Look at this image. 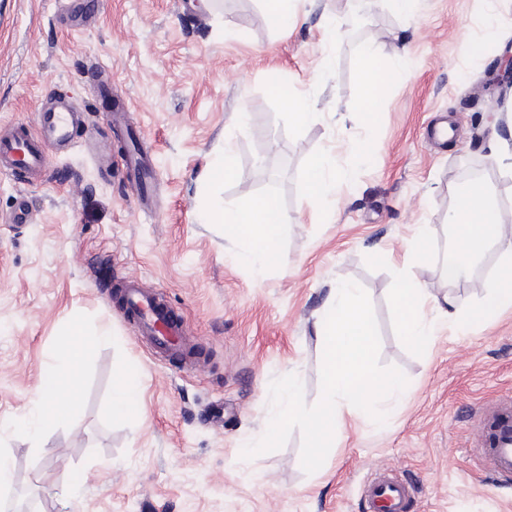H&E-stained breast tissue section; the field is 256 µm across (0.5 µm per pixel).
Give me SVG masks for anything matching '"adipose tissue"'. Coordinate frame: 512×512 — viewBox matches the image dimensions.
<instances>
[{
  "mask_svg": "<svg viewBox=\"0 0 512 512\" xmlns=\"http://www.w3.org/2000/svg\"><path fill=\"white\" fill-rule=\"evenodd\" d=\"M456 205L448 222L454 243L444 257L448 279L465 277L472 265L489 252L500 251L501 275L489 284L482 302L466 314L449 316L441 303H428L419 284L405 280L394 301L402 336L408 343L427 346L434 336V325L454 319L461 331L481 324L503 310L512 309V239H506L504 224L486 185L470 181L454 185ZM210 224L226 225L246 246V257L258 269L278 259V243L288 218L275 197L253 199L245 208L228 211L223 200H214L204 215ZM107 339L105 333L89 335L82 324H74L44 371L32 400L33 412L26 422L32 433L68 424L80 410L78 374L86 359Z\"/></svg>",
  "mask_w": 512,
  "mask_h": 512,
  "instance_id": "adipose-tissue-1",
  "label": "adipose tissue"
}]
</instances>
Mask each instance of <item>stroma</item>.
<instances>
[{
  "label": "stroma",
  "instance_id": "obj_1",
  "mask_svg": "<svg viewBox=\"0 0 512 512\" xmlns=\"http://www.w3.org/2000/svg\"><path fill=\"white\" fill-rule=\"evenodd\" d=\"M299 19L276 27L264 0H92L91 21L66 22L64 0H0V131L38 133L57 97L82 114L76 143L44 146L29 178L0 174V449L11 496L32 512H362L360 487L379 468L413 489L412 512H512V485L493 487L471 444L474 411L512 396V310L432 343L401 335L394 293L410 278L464 311L482 299L496 255L448 282L450 189L479 175L512 238V0H298ZM508 30L474 56L465 36L488 17ZM335 26L328 35L327 26ZM379 50V112L361 109L362 46ZM307 96L315 117L296 126L272 82ZM128 113L130 125L112 122ZM136 137L154 175L141 198L126 176ZM232 148L235 174L207 186ZM330 155L348 177L331 211L309 204L311 158ZM276 196L288 222L280 258L264 273L241 257L224 225L206 224L213 197L243 207ZM29 214L18 223L19 211ZM428 225L426 259L412 253ZM137 277L183 320L198 369L157 353L111 288ZM368 293L380 361L407 377L384 425L344 414L314 474L302 436L245 461L265 432L273 379L295 374L307 404L321 397L314 321L336 283ZM111 341L82 370V410L66 428L31 437L24 422L52 355L73 322ZM141 382V411L113 417L125 368ZM90 477L70 500L57 492L75 470Z\"/></svg>",
  "mask_w": 512,
  "mask_h": 512
}]
</instances>
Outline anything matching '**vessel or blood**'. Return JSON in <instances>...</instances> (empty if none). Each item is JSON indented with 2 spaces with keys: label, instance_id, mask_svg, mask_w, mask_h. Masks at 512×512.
<instances>
[{
  "label": "vessel or blood",
  "instance_id": "obj_1",
  "mask_svg": "<svg viewBox=\"0 0 512 512\" xmlns=\"http://www.w3.org/2000/svg\"><path fill=\"white\" fill-rule=\"evenodd\" d=\"M80 115L65 101L45 107L39 115L40 137L23 126L0 136V173L36 175L44 164V142L66 147L74 141ZM119 298L135 317L143 335L152 337L164 349L184 351V364L194 368L200 359L187 350L183 324L170 309L156 302L150 287L141 279L127 281ZM473 429L479 436L482 462L502 482H512V399H502L494 407L476 412ZM367 512H410L411 488L381 471L367 480L363 489Z\"/></svg>",
  "mask_w": 512,
  "mask_h": 512
}]
</instances>
